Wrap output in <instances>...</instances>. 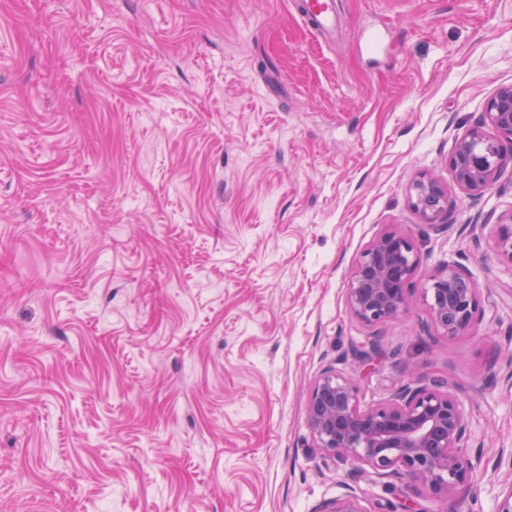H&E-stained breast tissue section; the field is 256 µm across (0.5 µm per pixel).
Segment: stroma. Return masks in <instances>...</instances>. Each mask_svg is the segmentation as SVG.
Wrapping results in <instances>:
<instances>
[{"label": "stroma", "mask_w": 512, "mask_h": 512, "mask_svg": "<svg viewBox=\"0 0 512 512\" xmlns=\"http://www.w3.org/2000/svg\"><path fill=\"white\" fill-rule=\"evenodd\" d=\"M0 0V512H496L512 483V163L478 196L448 165L512 85V0ZM447 185L422 223L409 186ZM421 272L453 263L482 317L449 338L421 288L382 327L346 304L385 227ZM361 406L408 373L459 395L470 486L453 499L324 458V369ZM302 4L306 22L323 39H331L336 30V2L334 0H302ZM409 193L424 224L440 227L448 222V187L434 176L421 173L411 182Z\"/></svg>", "instance_id": "stroma-1"}]
</instances>
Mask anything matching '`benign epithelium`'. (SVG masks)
<instances>
[{
	"label": "benign epithelium",
	"instance_id": "1",
	"mask_svg": "<svg viewBox=\"0 0 512 512\" xmlns=\"http://www.w3.org/2000/svg\"><path fill=\"white\" fill-rule=\"evenodd\" d=\"M512 138V85L501 87L486 104L480 122L460 136L449 156L458 186L471 195L487 191L509 157L499 143ZM413 208L423 223L448 222V187L422 173L409 186ZM499 251L512 260V225L502 224ZM419 256L408 236L381 231L352 264L346 287L351 315L380 328L407 314ZM430 325L453 338L470 332L481 317L479 288L458 266L447 264L422 279ZM310 434L326 459L351 461L379 475L394 474L432 495L449 497L471 484L476 464L467 454L470 429L463 401L441 381L410 374L390 401L362 407L350 377L327 368L314 381L307 403ZM319 512H366L346 495Z\"/></svg>",
	"mask_w": 512,
	"mask_h": 512
}]
</instances>
